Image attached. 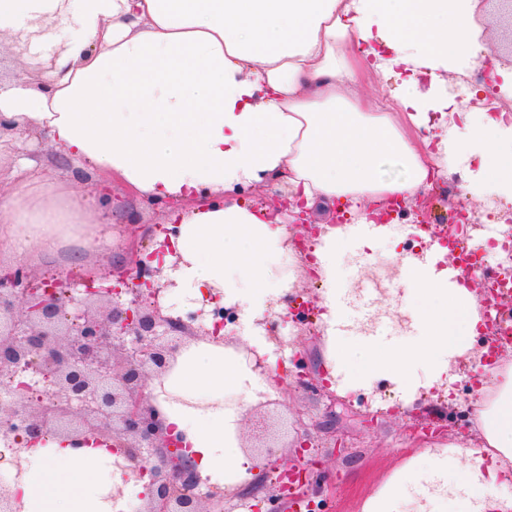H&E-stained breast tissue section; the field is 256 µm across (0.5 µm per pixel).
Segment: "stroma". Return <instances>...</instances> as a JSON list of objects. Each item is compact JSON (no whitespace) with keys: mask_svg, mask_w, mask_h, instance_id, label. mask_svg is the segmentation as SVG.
<instances>
[{"mask_svg":"<svg viewBox=\"0 0 512 512\" xmlns=\"http://www.w3.org/2000/svg\"><path fill=\"white\" fill-rule=\"evenodd\" d=\"M495 0H484L478 17L485 29L480 67L512 70V28L494 24ZM50 158V178L56 179L85 196H93L99 181L97 171L67 160H56L42 136L18 133L8 160L0 162V175L9 176L15 161L22 158ZM447 181L451 187L446 197L432 198L429 214L434 218H451L459 204L476 213H484L489 201L498 200L512 207V198L502 194L495 184H487L482 196L469 195L465 185L469 166L460 157L448 159ZM165 220L162 211L146 207L143 200L131 195L123 186L112 188V220L98 227L93 247L72 252L63 261H45L36 248L16 256V263L26 266L37 278L51 276L75 279H99L110 260L124 258L130 245V228L138 226L144 249H151L150 230ZM412 216H401L390 224L385 237L373 240L365 248L349 240L336 248V284L343 296L336 303L345 315L369 318L373 333L369 345L348 343L341 361L351 371L366 368L373 359L390 356L401 345L410 343L419 333L410 327L409 318L418 313L422 302L411 299L405 306L392 305L393 293L404 292L409 282L397 278L393 291H379L374 283L381 276L379 258L399 263L406 253ZM275 278H292L293 288L287 306L304 305V316L283 319L272 314L274 333L282 340L275 346L279 364L291 360L294 352L305 354L312 374H322L327 346L319 328V288L305 271L289 266L286 258L271 260ZM484 336H477L469 356L458 363L460 379L449 396H424L413 405L400 407L393 383L386 377L375 379L370 388L344 392L337 386L308 388L283 381L256 407L246 408L241 420L239 445L253 442L250 419L254 412L267 415L276 434L275 444L282 465H289L296 455H303L314 481L304 491L314 504L315 512H360L363 499L400 469L409 459L430 450L438 451L451 443L479 446L482 436L473 423L476 394L481 382L477 372Z\"/></svg>","mask_w":512,"mask_h":512,"instance_id":"obj_1","label":"stroma"}]
</instances>
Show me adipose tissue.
I'll return each mask as SVG.
<instances>
[{
	"label": "adipose tissue",
	"instance_id": "ef3b65f1",
	"mask_svg": "<svg viewBox=\"0 0 512 512\" xmlns=\"http://www.w3.org/2000/svg\"><path fill=\"white\" fill-rule=\"evenodd\" d=\"M481 0H0V39L56 43L68 33L52 68L0 78V130L47 138L58 156L88 165L137 196L176 197L157 243H170L165 272L183 294L236 306L245 327L268 310L283 312L288 283H272L269 258L287 253L285 225L265 221L237 196L266 178L288 184L292 214L301 205L340 198L382 209L389 197L410 200L441 174L431 144L468 150L478 166L465 186L478 195L487 179L512 192V125L494 113L458 112L438 86L462 49L478 51ZM391 80L393 106L376 112L351 96L357 73ZM432 87L420 89L421 76ZM403 166L386 176L378 157ZM105 208L34 175L0 189V245L19 253L38 243L55 255L61 224L99 223ZM385 225L319 227L311 271L323 286L319 324L335 359L341 312L333 257L337 242ZM448 248L433 244L426 261L406 256L401 268L418 284L423 335L390 360L346 374L353 389L384 374L404 404L432 390H451L455 360L481 321V297L452 282L441 263ZM445 297L434 305L435 297ZM233 325L184 343L153 381V402L166 429L181 440L202 481L218 487L253 476L254 460L239 449L242 406L271 385L253 361L224 347ZM477 412L486 447L451 444L425 468L404 471L367 497L361 512H395L407 498L413 512H434L448 500L459 512H512L499 488L512 475V366L484 367ZM460 471L456 481L448 474ZM19 472L12 491L22 512H127L143 484L124 482L105 445L73 444L49 435L15 464L0 441V473Z\"/></svg>",
	"mask_w": 512,
	"mask_h": 512
}]
</instances>
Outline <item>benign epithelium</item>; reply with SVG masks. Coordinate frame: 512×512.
Listing matches in <instances>:
<instances>
[{"instance_id": "obj_1", "label": "benign epithelium", "mask_w": 512, "mask_h": 512, "mask_svg": "<svg viewBox=\"0 0 512 512\" xmlns=\"http://www.w3.org/2000/svg\"><path fill=\"white\" fill-rule=\"evenodd\" d=\"M59 36L43 72L64 50ZM107 287H71L68 279L39 280L27 268L0 270V439L20 445L47 434L112 439L132 465L125 480L149 477L138 512H213L215 494L171 436L146 392L150 379L170 367L187 335L181 317L163 313L162 292L175 287L133 251L111 270ZM153 308L140 304L142 295ZM0 512H21L11 484L0 480Z\"/></svg>"}]
</instances>
